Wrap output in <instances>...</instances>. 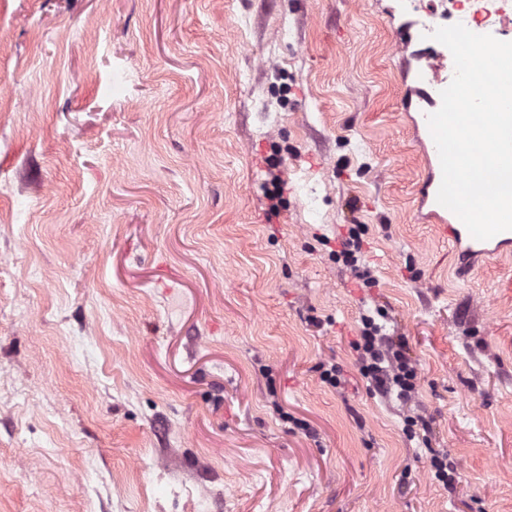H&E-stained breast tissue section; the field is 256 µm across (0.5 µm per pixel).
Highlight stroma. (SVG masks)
<instances>
[{"instance_id": "obj_1", "label": "stroma", "mask_w": 512, "mask_h": 512, "mask_svg": "<svg viewBox=\"0 0 512 512\" xmlns=\"http://www.w3.org/2000/svg\"><path fill=\"white\" fill-rule=\"evenodd\" d=\"M420 16L0 0V512H512V253L457 276L419 210ZM366 315L412 402L362 380ZM361 243L362 239L358 230L351 229L349 238L342 242L341 250L334 252L336 259H342L347 265L357 266L359 259L356 254L361 253ZM430 469L437 481L444 486L453 485L456 480V468L454 462L449 460L447 452L434 451L430 458Z\"/></svg>"}]
</instances>
